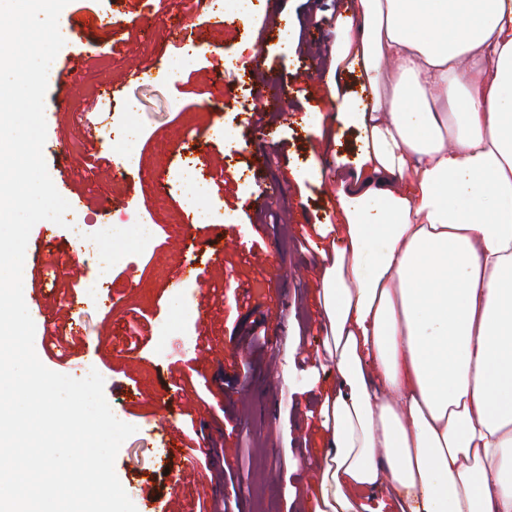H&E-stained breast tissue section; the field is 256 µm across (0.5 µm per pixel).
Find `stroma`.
Segmentation results:
<instances>
[{"label":"stroma","instance_id":"35a3bbf8","mask_svg":"<svg viewBox=\"0 0 512 512\" xmlns=\"http://www.w3.org/2000/svg\"><path fill=\"white\" fill-rule=\"evenodd\" d=\"M353 0H252L249 21L225 27L223 10H190L171 0H69L59 27L80 31L55 61L45 96L48 173L71 209L63 224H35L23 287L44 293L29 305L35 351L49 369L74 378L87 366L104 379L105 399L136 431L121 445L115 472L136 512L175 500L181 512L237 493L240 512H311L314 477L329 445L321 405L336 386L323 360L319 292L323 250L336 237L326 192L336 171L353 167L363 131L330 100L328 68L341 35L336 17ZM112 17L101 26L100 15ZM145 75L129 82L132 63ZM314 83H304L306 72ZM291 85L284 113L264 109L268 81ZM115 94L92 101L96 85ZM95 124L101 145L127 130L134 164L114 179L110 163L84 165L77 147ZM205 174L213 220L198 224L178 186L159 192L183 161ZM153 224L148 252L117 242L101 302L69 306L80 293L76 266L91 260L70 227L96 235L113 222ZM184 240L176 248L175 240ZM193 265L190 277L173 272ZM181 309L173 311L171 298ZM175 320L181 342L156 348V325ZM269 339L251 349L255 327ZM139 342L142 365L129 370L122 345ZM168 416L184 442L204 430L219 449L212 464L186 466L153 422ZM250 445L240 489L223 480L237 449Z\"/></svg>","mask_w":512,"mask_h":512}]
</instances>
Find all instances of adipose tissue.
Returning <instances> with one entry per match:
<instances>
[{
  "mask_svg": "<svg viewBox=\"0 0 512 512\" xmlns=\"http://www.w3.org/2000/svg\"><path fill=\"white\" fill-rule=\"evenodd\" d=\"M313 512H512V0H358ZM336 81L341 95L346 93L351 99H360L362 103L369 104L370 93L368 87H365V75L360 70L338 69L336 71Z\"/></svg>",
  "mask_w": 512,
  "mask_h": 512,
  "instance_id": "1",
  "label": "adipose tissue"
}]
</instances>
